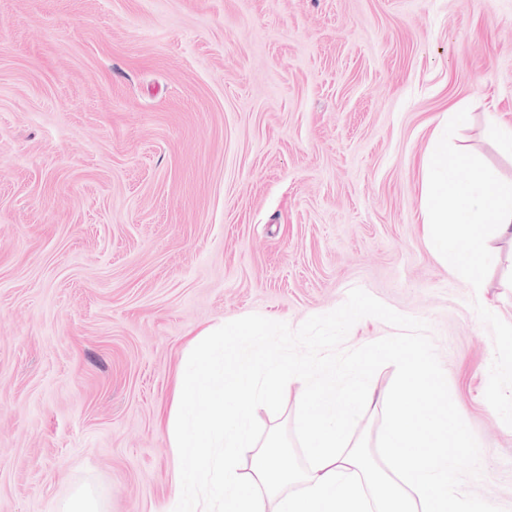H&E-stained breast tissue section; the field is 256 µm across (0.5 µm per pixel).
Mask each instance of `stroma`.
I'll use <instances>...</instances> for the list:
<instances>
[{"label": "stroma", "mask_w": 512, "mask_h": 512, "mask_svg": "<svg viewBox=\"0 0 512 512\" xmlns=\"http://www.w3.org/2000/svg\"><path fill=\"white\" fill-rule=\"evenodd\" d=\"M512 179V0H0V512H168L187 343L358 287L425 320L512 512V244L433 254L423 160Z\"/></svg>", "instance_id": "1"}]
</instances>
